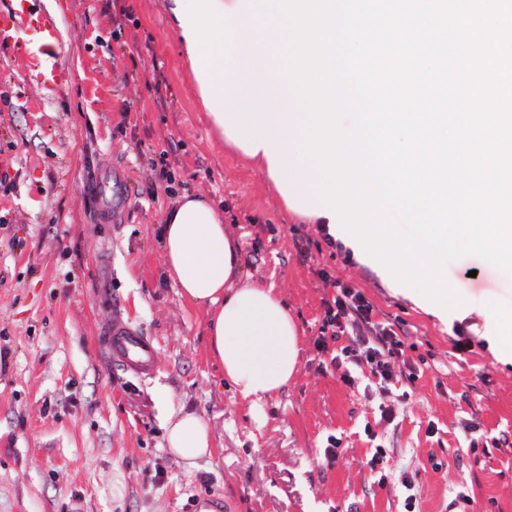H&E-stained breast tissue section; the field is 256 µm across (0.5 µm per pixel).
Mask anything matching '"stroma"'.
I'll list each match as a JSON object with an SVG mask.
<instances>
[{"mask_svg": "<svg viewBox=\"0 0 512 512\" xmlns=\"http://www.w3.org/2000/svg\"><path fill=\"white\" fill-rule=\"evenodd\" d=\"M28 10L0 41V173L12 182L0 188V512H184L213 494L230 512H404L408 481L419 512H451L461 486L476 512H512V367L469 330L488 319L483 298L512 305V278L475 255L447 261L472 315L444 327L225 150L166 0H30ZM46 12L64 46L53 82L37 76ZM161 154L173 185L149 164ZM104 172L121 188L106 224L89 193ZM185 191L223 206L244 275L280 288L303 332L298 373L261 411L223 380L203 310L165 275L162 217ZM337 280L391 325L413 379L384 391L369 365L340 361L348 338L318 349ZM116 318L150 338V377L113 361L105 336ZM388 406L391 423L379 418ZM174 411L202 417L210 459L190 466L169 451L161 421ZM484 437L497 446L468 451ZM376 442L387 451L382 485L367 466Z\"/></svg>", "mask_w": 512, "mask_h": 512, "instance_id": "35a3bbf8", "label": "stroma"}]
</instances>
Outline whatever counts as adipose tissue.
<instances>
[{
  "instance_id": "ef3b65f1",
  "label": "adipose tissue",
  "mask_w": 512,
  "mask_h": 512,
  "mask_svg": "<svg viewBox=\"0 0 512 512\" xmlns=\"http://www.w3.org/2000/svg\"><path fill=\"white\" fill-rule=\"evenodd\" d=\"M277 0H168L183 56L200 102L225 148L252 162L285 207L331 227L311 187L319 172L301 164L295 141L308 114L297 108L287 77L278 75ZM164 270L182 297L201 307L211 356L225 381L252 408L284 391L303 354L301 331L280 289L242 273L238 239L211 197L179 194L163 215ZM481 334L495 359L512 365V306L486 299ZM173 455L187 464L210 456L212 436L201 417L169 414Z\"/></svg>"
}]
</instances>
